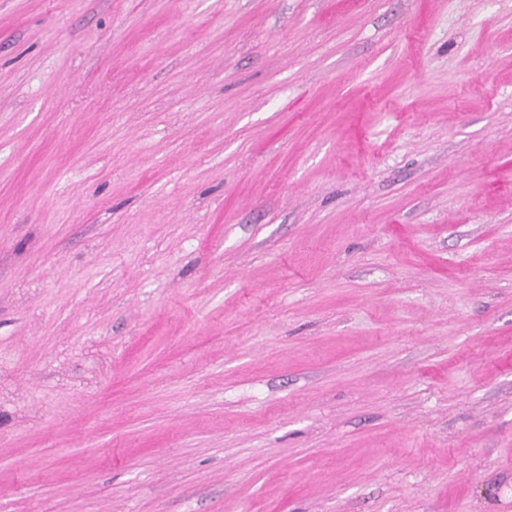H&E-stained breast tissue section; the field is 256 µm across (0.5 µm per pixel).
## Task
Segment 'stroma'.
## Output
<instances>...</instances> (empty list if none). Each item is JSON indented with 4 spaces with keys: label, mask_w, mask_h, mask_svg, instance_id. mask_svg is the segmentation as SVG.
<instances>
[{
    "label": "stroma",
    "mask_w": 512,
    "mask_h": 512,
    "mask_svg": "<svg viewBox=\"0 0 512 512\" xmlns=\"http://www.w3.org/2000/svg\"><path fill=\"white\" fill-rule=\"evenodd\" d=\"M0 512H512V0H0Z\"/></svg>",
    "instance_id": "obj_1"
}]
</instances>
